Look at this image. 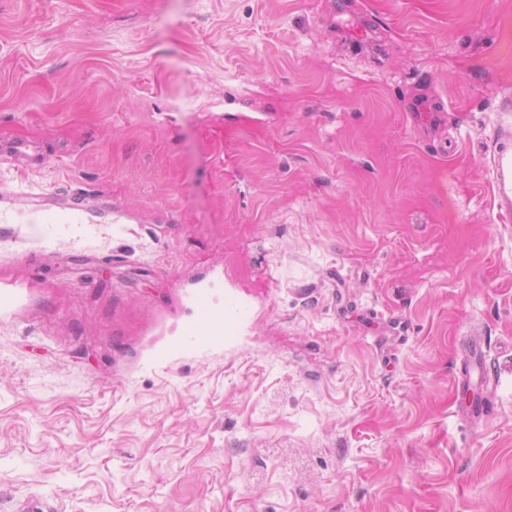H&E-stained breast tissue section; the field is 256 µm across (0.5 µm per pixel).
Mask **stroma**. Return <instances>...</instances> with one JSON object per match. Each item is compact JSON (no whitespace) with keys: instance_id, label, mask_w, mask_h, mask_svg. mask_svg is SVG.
Here are the masks:
<instances>
[{"instance_id":"35a3bbf8","label":"stroma","mask_w":512,"mask_h":512,"mask_svg":"<svg viewBox=\"0 0 512 512\" xmlns=\"http://www.w3.org/2000/svg\"><path fill=\"white\" fill-rule=\"evenodd\" d=\"M502 128L512 0H0V512H512ZM11 203L30 211L47 213L51 211L89 209V201L81 195L48 196L39 193L16 192L3 187L0 188V204ZM196 305L199 316L187 331V336H190V342L193 344L206 336H224L225 338L233 336L245 312L238 303L229 301L225 304L224 313L215 315L210 308L206 289H202L197 293ZM216 317H220L221 322L217 323L219 325V331L213 333L211 326L216 324ZM457 385L475 394V399L466 405V411L472 419H480L493 408L496 394L495 378L488 372L484 361L482 345L477 340L468 343V361L462 377Z\"/></svg>"}]
</instances>
